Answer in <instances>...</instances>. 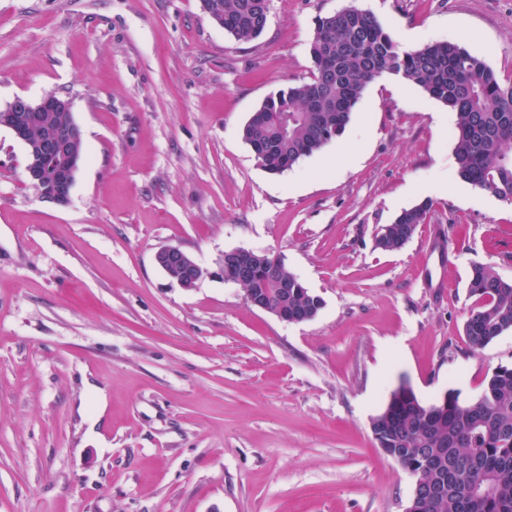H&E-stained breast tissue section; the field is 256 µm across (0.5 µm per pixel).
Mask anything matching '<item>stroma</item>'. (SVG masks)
<instances>
[{
	"label": "stroma",
	"instance_id": "stroma-1",
	"mask_svg": "<svg viewBox=\"0 0 512 512\" xmlns=\"http://www.w3.org/2000/svg\"><path fill=\"white\" fill-rule=\"evenodd\" d=\"M351 4L512 76V0H270L248 43L200 0H0V107L69 98L86 149L59 206L0 128V512H406L415 479L371 432L392 390L469 402L512 366V330L464 333L472 265L512 282V204L459 179L446 106L378 79L279 174L242 138L309 79L316 19ZM426 200L405 246L376 248ZM169 245L196 287L156 265ZM239 248L280 258L317 315L251 306L220 274ZM432 204L425 201L402 211L391 224L382 225L375 235L377 248L395 251L402 248L414 235L418 224H423ZM157 266L171 275L170 270L177 268L181 271V277L176 281L184 288H192L205 274L204 268L189 253L177 246H165L155 254Z\"/></svg>",
	"mask_w": 512,
	"mask_h": 512
}]
</instances>
